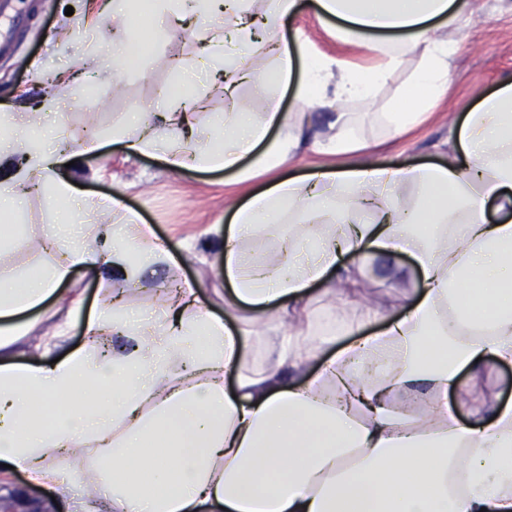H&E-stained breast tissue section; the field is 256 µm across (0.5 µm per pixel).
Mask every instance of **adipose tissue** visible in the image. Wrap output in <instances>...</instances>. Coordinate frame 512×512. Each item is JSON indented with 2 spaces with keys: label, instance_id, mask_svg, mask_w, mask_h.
<instances>
[{
  "label": "adipose tissue",
  "instance_id": "obj_1",
  "mask_svg": "<svg viewBox=\"0 0 512 512\" xmlns=\"http://www.w3.org/2000/svg\"><path fill=\"white\" fill-rule=\"evenodd\" d=\"M253 2L153 0V11L192 17L207 50L195 66L223 73L227 92H268L264 111L237 102L223 123L186 127L177 114L196 93L184 85L165 98L164 126L136 112L110 133L174 172L242 182L277 171L233 208L219 262L230 286L223 315L191 285L159 319L118 302L111 283L170 262L167 247L116 198L108 208L122 217L121 237L78 220L95 203L57 178L68 154L25 132L31 116L0 113V210L20 214L36 190L53 216L28 242L49 263L0 265V465L107 512H512V399L484 382L492 366L512 365V219L486 216L491 205L512 210V75L450 121L442 163L366 160L285 178L307 154L370 149L365 126L391 140L423 121L448 85L446 33L462 29L474 2L315 0L334 36L377 53L368 67L318 53L294 30L300 0H273L263 13ZM103 10L115 23L112 59L82 60L99 81L126 71L148 38L129 0ZM411 57L407 83L380 102L379 87ZM286 221L283 266L253 243ZM402 250L420 272L408 309L364 335L384 311L364 299L355 257ZM77 267L97 279L96 302L82 345L55 362L80 306L60 286ZM316 288L331 300L320 314ZM256 335L254 368L242 339Z\"/></svg>",
  "mask_w": 512,
  "mask_h": 512
}]
</instances>
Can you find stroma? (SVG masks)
<instances>
[{"mask_svg": "<svg viewBox=\"0 0 512 512\" xmlns=\"http://www.w3.org/2000/svg\"><path fill=\"white\" fill-rule=\"evenodd\" d=\"M24 2L23 21L0 39V109L24 112L47 93L58 100L59 110L48 114L46 123L59 133L62 143L100 134L95 150L77 156L71 167H60L57 176L80 184L82 197L118 198L169 248L173 263L143 270V288H128L135 302L159 303L170 288L190 284L214 314L223 315L224 302L216 293L222 285L216 260L231 219L227 207L232 200L247 199L264 189L265 179L232 184L221 171L174 173L158 157L131 154L109 137L113 121L124 113L158 110L177 65L197 56L199 38L178 35L149 42L152 63H133L117 82L93 83L95 106L87 109L76 99L78 86L71 72L98 29L111 26V18L99 16L100 0ZM69 6L74 9L70 16L65 13ZM293 25L321 53L352 55L348 45L323 29L312 5H304ZM508 74H512V0H477V10L455 46L447 92L429 119L400 139L385 143L381 129L366 128L365 136L379 142L373 158L398 166L440 162L449 117L464 116L479 90H492L495 80ZM366 276L363 288L372 302L393 313L417 286L416 264L405 254L390 261L372 258Z\"/></svg>", "mask_w": 512, "mask_h": 512, "instance_id": "1", "label": "stroma"}]
</instances>
